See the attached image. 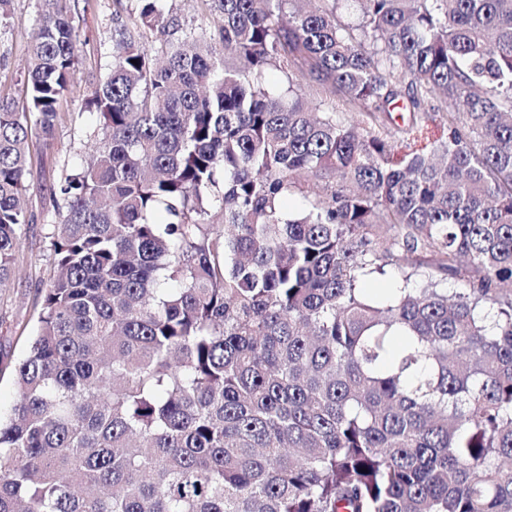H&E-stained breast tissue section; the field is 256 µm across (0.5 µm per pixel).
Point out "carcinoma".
<instances>
[{"label":"carcinoma","instance_id":"carcinoma-1","mask_svg":"<svg viewBox=\"0 0 512 512\" xmlns=\"http://www.w3.org/2000/svg\"><path fill=\"white\" fill-rule=\"evenodd\" d=\"M41 2L27 111L0 94V288L78 63ZM132 2L36 331L0 345V512H512V0H207L216 46ZM299 67L303 70L304 75L299 74L296 79H293L295 91L299 96L308 101L313 108L316 107L320 110L336 108L338 112L343 111L344 118L350 123H356L359 119L358 116L344 110L345 107L342 105L343 102L339 95L325 98V96L317 94L320 84L316 81V75L309 74L308 65L305 63L300 64Z\"/></svg>","mask_w":512,"mask_h":512}]
</instances>
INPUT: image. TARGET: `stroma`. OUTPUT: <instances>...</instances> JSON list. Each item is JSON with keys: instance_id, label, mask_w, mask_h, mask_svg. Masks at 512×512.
Here are the masks:
<instances>
[{"instance_id": "obj_1", "label": "stroma", "mask_w": 512, "mask_h": 512, "mask_svg": "<svg viewBox=\"0 0 512 512\" xmlns=\"http://www.w3.org/2000/svg\"><path fill=\"white\" fill-rule=\"evenodd\" d=\"M160 5L164 13L176 16L180 34L212 33L218 26L205 0H161ZM117 8L116 0L66 2L79 35V61L70 90L60 101V120L52 139L46 143L40 136L31 138L23 196L29 218L21 236L24 261L16 277L0 289V341H9L18 355L37 324V291L45 287L54 269L51 236L63 207L59 186L89 160L99 144L98 117L89 111L87 96L110 71ZM8 12V20L0 22V92L20 101L27 49L38 26L41 2L10 0Z\"/></svg>"}]
</instances>
